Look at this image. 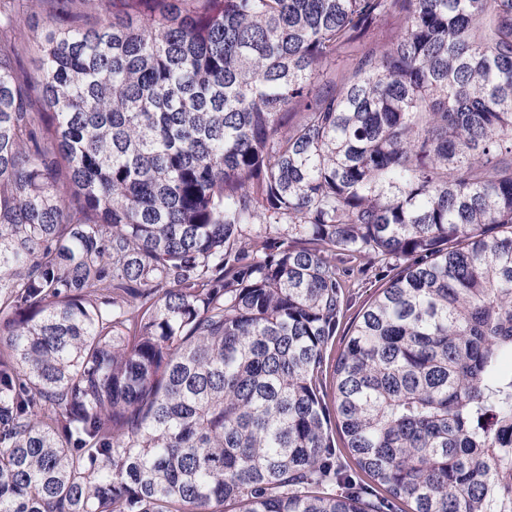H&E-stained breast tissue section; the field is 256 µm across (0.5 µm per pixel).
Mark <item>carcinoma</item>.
Wrapping results in <instances>:
<instances>
[{"instance_id":"cac0c4a2","label":"carcinoma","mask_w":512,"mask_h":512,"mask_svg":"<svg viewBox=\"0 0 512 512\" xmlns=\"http://www.w3.org/2000/svg\"><path fill=\"white\" fill-rule=\"evenodd\" d=\"M507 359L512 0H0V512H512ZM347 265L354 267V275L349 278L348 304L344 308V316L340 319L336 336H334L327 352L329 357L327 373L328 391H331V386H333L332 368L330 365L334 363V360L343 348L351 333V328L357 322L369 302L378 293V290L383 288L386 282L400 270V264L393 260H386L385 263H376L373 266L365 264L363 260H356Z\"/></svg>"}]
</instances>
